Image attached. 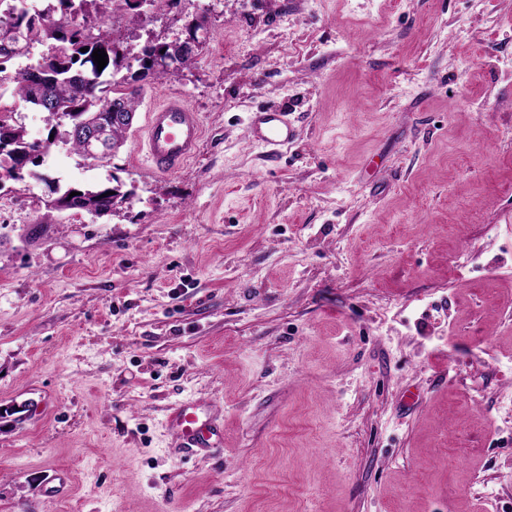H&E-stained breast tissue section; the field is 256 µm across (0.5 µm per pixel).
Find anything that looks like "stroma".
Listing matches in <instances>:
<instances>
[{
  "label": "stroma",
  "mask_w": 512,
  "mask_h": 512,
  "mask_svg": "<svg viewBox=\"0 0 512 512\" xmlns=\"http://www.w3.org/2000/svg\"><path fill=\"white\" fill-rule=\"evenodd\" d=\"M120 151L0 90L55 165L0 180V512H512V0H172L109 23ZM200 113L155 175L149 109ZM285 110L277 155L249 115ZM121 185L94 217L53 191ZM199 398L222 447L175 448ZM202 137L198 112L182 97H168L147 116L144 146L151 170L165 176L181 169L197 155Z\"/></svg>",
  "instance_id": "35a3bbf8"
}]
</instances>
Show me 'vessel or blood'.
Wrapping results in <instances>:
<instances>
[{"label": "vessel or blood", "mask_w": 512, "mask_h": 512, "mask_svg": "<svg viewBox=\"0 0 512 512\" xmlns=\"http://www.w3.org/2000/svg\"><path fill=\"white\" fill-rule=\"evenodd\" d=\"M250 129L253 139L272 152L288 145L295 136L283 111L253 113ZM202 137L198 112L182 97H168L147 116L144 146L152 171L165 176L181 169L197 155ZM166 424L184 448H218L224 443V433L211 407L200 399L186 400L171 408Z\"/></svg>", "instance_id": "vessel-or-blood-1"}]
</instances>
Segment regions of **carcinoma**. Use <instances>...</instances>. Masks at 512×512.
<instances>
[{"instance_id":"cac0c4a2","label":"carcinoma","mask_w":512,"mask_h":512,"mask_svg":"<svg viewBox=\"0 0 512 512\" xmlns=\"http://www.w3.org/2000/svg\"><path fill=\"white\" fill-rule=\"evenodd\" d=\"M25 2L18 0L11 11L0 15V21H11L25 35V40L17 46L0 48V63L25 55L34 43H50L49 52L42 57L37 67L19 73L14 79L15 95L42 112L45 108L39 101V83L31 80V77L38 76L49 84L56 98L63 104V112L50 111L49 118L59 120L66 117L73 129L77 121L96 114L107 124V99H119L125 111L134 113L141 103V88L136 86V82L148 76L157 80L172 76V73L155 67V58L161 55V51L169 50L168 43L157 42L144 45L135 56L139 64L137 74L128 79L113 80L114 72L123 67L118 59L125 58V55L119 54L116 39L109 32L91 34L85 19L70 25L57 24L44 13L30 12ZM84 47L87 48L85 52L82 51ZM97 49L106 52L108 58L106 67L101 70L92 57L93 51ZM45 153L46 149L39 142L27 140L22 129L9 124L8 116L0 115V157L5 156L9 160V177L21 178L24 169L36 163ZM110 191L113 195L105 196ZM71 192L73 189L69 188L56 199L57 207L83 210L87 206L104 205L107 200L120 197L116 187L86 189L72 198L69 197Z\"/></svg>"}]
</instances>
